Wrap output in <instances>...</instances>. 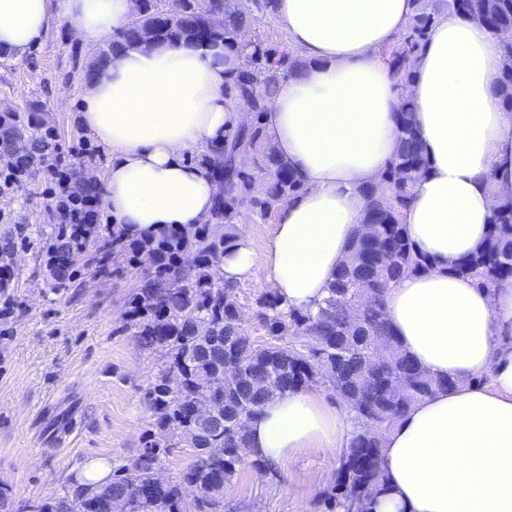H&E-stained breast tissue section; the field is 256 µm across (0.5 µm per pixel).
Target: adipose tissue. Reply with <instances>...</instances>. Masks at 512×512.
Segmentation results:
<instances>
[{"mask_svg":"<svg viewBox=\"0 0 512 512\" xmlns=\"http://www.w3.org/2000/svg\"><path fill=\"white\" fill-rule=\"evenodd\" d=\"M132 0H0V52L22 59L60 22L88 45L123 25ZM306 66L280 78L262 116L265 139L304 181L269 243L247 237L217 274L257 266L293 308L328 295L362 231L366 185L398 146V94L380 48L404 30L413 0H270L264 7ZM206 43L118 51L82 96L81 124L110 154L104 202L132 238L207 223L219 196L210 165L187 159L224 141L246 115L225 88L238 65ZM415 123L428 168L401 213L429 261L385 292L402 349L454 388L424 398L384 434L388 490L375 512H512V284L481 288L454 262L485 238L512 196V113L497 93L503 61L482 23L442 15L413 64ZM353 422L319 391L267 402L247 423L250 446L275 467L306 448H344Z\"/></svg>","mask_w":512,"mask_h":512,"instance_id":"ef3b65f1","label":"adipose tissue"}]
</instances>
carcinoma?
<instances>
[{"mask_svg": "<svg viewBox=\"0 0 512 512\" xmlns=\"http://www.w3.org/2000/svg\"><path fill=\"white\" fill-rule=\"evenodd\" d=\"M464 20H478L495 34L512 29V0H416L406 29L381 50L399 91V145L380 175L379 187L364 189L363 227L353 252L338 268L328 296L317 311L290 308L280 296L266 291L256 298L255 333L242 326L240 303H227L237 284L224 283L215 268L236 246L242 209L276 213L298 196L304 183L288 161L264 145L260 114L275 93L279 79L305 65L285 44L243 40L251 14L234 0H137L130 21L115 29L86 65V74L107 66L118 50L138 43L155 46L208 41L237 53L242 69L229 93L245 101L255 116L246 131L227 133L222 146H212L206 159L217 168L232 170L234 150L241 146L258 157L267 171L261 191L243 195L255 176L240 172L224 180L209 223L193 231L164 229L157 235L129 240L117 229L103 234L100 224H57L41 239V251L55 287L70 283V271L81 262L87 244L99 242L131 265L147 256L153 267L130 301L129 328L139 346L166 357L165 373L146 392L152 427L160 434L145 435L130 465L112 470V481L76 491L82 512H113L122 499L128 512H224V488L239 469L248 466L259 475L271 473L259 456L251 455L247 430L238 427L243 415L252 416L269 400L312 387L322 388L339 401L354 421L340 458L334 486L321 499V512H373L386 491L382 463V434L416 401L455 385L436 379L404 353L393 335L384 308L391 282L426 268V259L405 236L400 213L411 201V186L427 166L413 123V103L407 95L412 71L407 60L422 50L442 11ZM221 13L224 26L211 30L205 14ZM504 58L499 91L504 110L512 113V40L499 45ZM43 105L29 100L18 111L0 114V163L11 169L9 187L39 170L57 148L59 134L42 118ZM453 271L479 287L512 281V200L497 206L486 242L457 262ZM179 276L185 286L169 287ZM384 345L375 364L369 362L370 340ZM238 376H224V367ZM204 403L215 413L203 421L195 407ZM174 448H190L194 460L179 480L159 483L155 476L163 457ZM195 489L192 498L185 489ZM70 494L46 499L33 512H70Z\"/></svg>", "mask_w": 512, "mask_h": 512, "instance_id": "obj_1", "label": "carcinoma"}]
</instances>
